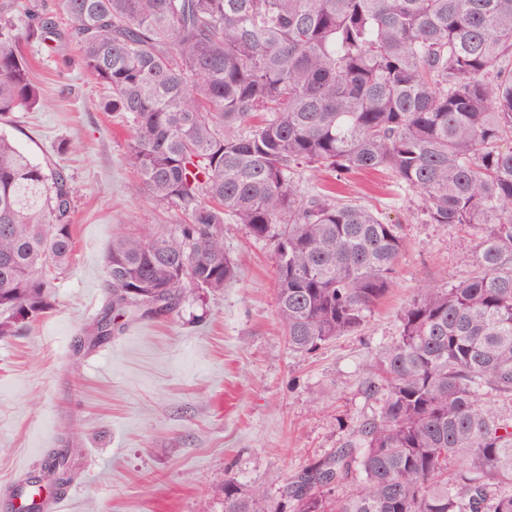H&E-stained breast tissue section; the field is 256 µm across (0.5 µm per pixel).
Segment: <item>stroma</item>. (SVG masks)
<instances>
[{
  "label": "stroma",
  "mask_w": 512,
  "mask_h": 512,
  "mask_svg": "<svg viewBox=\"0 0 512 512\" xmlns=\"http://www.w3.org/2000/svg\"><path fill=\"white\" fill-rule=\"evenodd\" d=\"M46 104L0 126L35 160L64 165L76 189V252L53 307L21 335L0 338V512L27 464L53 448L77 455L63 512H222L224 482L263 486L339 448L370 416L365 367L399 333L419 288L466 277L465 232L424 223L418 193L384 173L345 178L344 196L399 223L404 250L391 294L363 325L309 352L291 351L278 319L273 243L224 227L239 273L218 293L164 320L125 317L99 348H79L107 301L104 253L116 227L164 228L173 214L140 188L129 132L104 112L105 92L61 37L30 45ZM72 62L61 70L62 59Z\"/></svg>",
  "instance_id": "obj_1"
}]
</instances>
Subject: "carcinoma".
<instances>
[{
	"label": "carcinoma",
	"mask_w": 512,
	"mask_h": 512,
	"mask_svg": "<svg viewBox=\"0 0 512 512\" xmlns=\"http://www.w3.org/2000/svg\"><path fill=\"white\" fill-rule=\"evenodd\" d=\"M79 66L131 130L126 161L164 231L122 228L104 265L105 344L129 308L159 319L238 265L224 224L274 242L288 347L357 329L394 287L400 225L298 172L385 170L427 224L468 232V276L421 288L370 365L371 416L286 480L294 512H512V0H56ZM59 34L0 6V118L40 104L25 47ZM508 149H502L503 145ZM75 187L0 132V338L51 306L75 254ZM72 449L44 460L73 480ZM346 491L332 496L328 486ZM224 512H280L224 481Z\"/></svg>",
	"instance_id": "cac0c4a2"
}]
</instances>
